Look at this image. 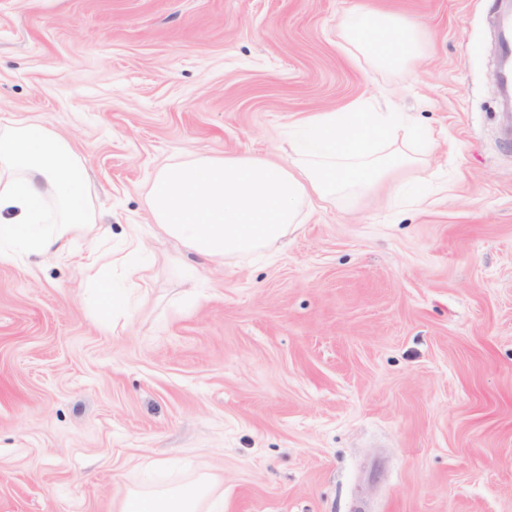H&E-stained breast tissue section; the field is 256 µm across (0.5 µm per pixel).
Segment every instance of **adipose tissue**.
I'll list each match as a JSON object with an SVG mask.
<instances>
[{"label":"adipose tissue","instance_id":"obj_1","mask_svg":"<svg viewBox=\"0 0 512 512\" xmlns=\"http://www.w3.org/2000/svg\"><path fill=\"white\" fill-rule=\"evenodd\" d=\"M425 36L421 22L361 0L341 16L336 47L359 67L393 75L422 53ZM295 126L283 163L224 154L162 166L146 193L152 223L206 263L257 253L298 230L317 204L368 198L421 166L432 141L402 113L363 99L306 113ZM75 236L94 246L105 239L80 155L56 130L14 121L0 130V263L64 256ZM117 512H224V497L203 473L183 486L129 491Z\"/></svg>","mask_w":512,"mask_h":512}]
</instances>
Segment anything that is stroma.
Instances as JSON below:
<instances>
[{
    "instance_id": "1",
    "label": "stroma",
    "mask_w": 512,
    "mask_h": 512,
    "mask_svg": "<svg viewBox=\"0 0 512 512\" xmlns=\"http://www.w3.org/2000/svg\"><path fill=\"white\" fill-rule=\"evenodd\" d=\"M427 50L369 79L355 0H0V127L68 136L113 243L150 269L102 326L77 260L0 264V512H113L212 474L224 512H512V147L496 140L498 0H378ZM394 98L430 131L404 180L285 244L200 265L146 189L199 155L283 161L302 112ZM165 469L150 480L145 465ZM144 249V242L140 234L139 224L128 225L124 239V254L115 260L121 265H126L129 258L139 254Z\"/></svg>"
}]
</instances>
